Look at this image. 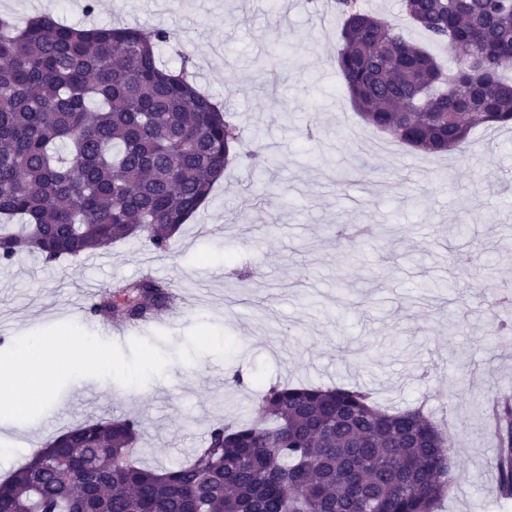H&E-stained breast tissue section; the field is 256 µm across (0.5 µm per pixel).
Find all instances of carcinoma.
<instances>
[{
  "mask_svg": "<svg viewBox=\"0 0 512 512\" xmlns=\"http://www.w3.org/2000/svg\"><path fill=\"white\" fill-rule=\"evenodd\" d=\"M341 21L335 64L361 117L429 153L512 124V0H402L436 58L359 0ZM165 28H75L0 19V266L46 264L118 241L166 253L239 152L236 125L164 64ZM143 276L95 298L93 319L138 326L171 308ZM244 421L210 426L187 462L138 459L139 419L87 421L53 437L0 481V512H437L455 478L447 440L423 412H390L361 389L275 384ZM499 493L512 498V404L495 422Z\"/></svg>",
  "mask_w": 512,
  "mask_h": 512,
  "instance_id": "cac0c4a2",
  "label": "carcinoma"
}]
</instances>
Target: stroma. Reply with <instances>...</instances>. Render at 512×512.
<instances>
[{"label": "stroma", "instance_id": "stroma-1", "mask_svg": "<svg viewBox=\"0 0 512 512\" xmlns=\"http://www.w3.org/2000/svg\"><path fill=\"white\" fill-rule=\"evenodd\" d=\"M360 2L449 64L401 0ZM41 5L70 25L167 28L163 61L176 70L190 59L193 83L230 114L245 148L276 165L229 164L168 253L127 240L57 266L24 255L0 268V372L42 336L88 343L84 367L53 381L26 429L0 424L13 446L0 477L90 418H139L143 460L171 466L270 384L357 386L392 408L433 395L458 461L444 512H512L483 425L485 399L512 389V340L497 333L512 306L484 308L486 293L512 294V129L474 130L439 155L389 141L358 114L332 61L339 20L300 0H98L91 14L85 0H0V18L24 21ZM283 43L284 65L264 70ZM463 218L468 236H452ZM336 224L374 234L339 242L328 232ZM148 269L192 310L113 344L70 311L88 285Z\"/></svg>", "mask_w": 512, "mask_h": 512}]
</instances>
